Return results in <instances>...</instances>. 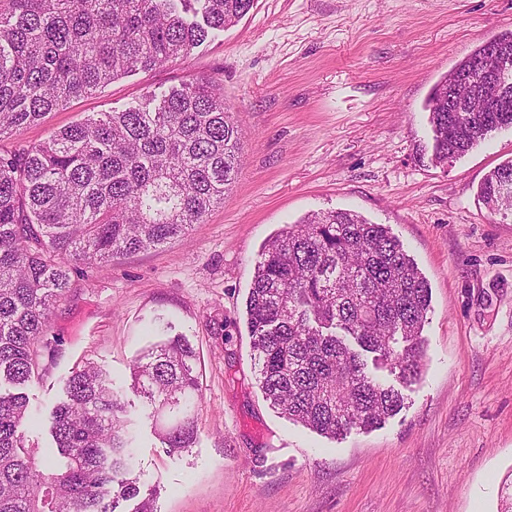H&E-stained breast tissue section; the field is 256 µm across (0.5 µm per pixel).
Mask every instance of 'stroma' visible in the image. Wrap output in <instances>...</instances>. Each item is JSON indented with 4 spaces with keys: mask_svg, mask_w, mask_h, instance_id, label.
Listing matches in <instances>:
<instances>
[{
    "mask_svg": "<svg viewBox=\"0 0 512 512\" xmlns=\"http://www.w3.org/2000/svg\"><path fill=\"white\" fill-rule=\"evenodd\" d=\"M512 30V0H255L187 59L138 71L27 129V143L150 91L212 75L243 133L239 171L186 239L77 271L47 330L55 363L25 388L38 421L77 365L109 372L135 425V469L158 512H500L512 481V215L478 198L512 159V128L433 158L423 104L474 50ZM387 225L431 287L423 369L402 410L329 439L271 409L257 383L245 299L261 246L307 214ZM164 317L201 359L192 448L164 452L129 389Z\"/></svg>",
    "mask_w": 512,
    "mask_h": 512,
    "instance_id": "1",
    "label": "stroma"
}]
</instances>
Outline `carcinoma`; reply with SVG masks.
<instances>
[{
  "mask_svg": "<svg viewBox=\"0 0 512 512\" xmlns=\"http://www.w3.org/2000/svg\"><path fill=\"white\" fill-rule=\"evenodd\" d=\"M254 0H0V512H156L131 476L123 396L88 362L52 412L56 462L25 444L21 389L59 353L46 338L79 265H99L185 238L224 202L239 170L242 130L220 79L202 75L122 112H98L37 145L24 132L139 70L191 56L234 25ZM512 30L443 76L424 102L434 155L446 163L512 127V102L480 121L448 111V84ZM479 194L512 211V160ZM431 288L384 224L348 210L313 213L263 244L246 299L257 375L288 419L335 439L397 414L400 384L422 367ZM132 389L170 454L198 436L202 400L193 345L172 336L131 365Z\"/></svg>",
  "mask_w": 512,
  "mask_h": 512,
  "instance_id": "obj_1",
  "label": "carcinoma"
}]
</instances>
